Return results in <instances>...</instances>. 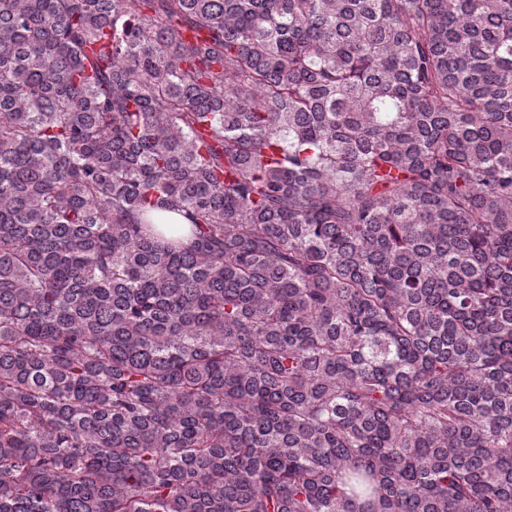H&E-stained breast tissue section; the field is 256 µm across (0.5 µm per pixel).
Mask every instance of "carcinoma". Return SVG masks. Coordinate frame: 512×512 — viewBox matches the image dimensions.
<instances>
[{
	"instance_id": "1",
	"label": "carcinoma",
	"mask_w": 512,
	"mask_h": 512,
	"mask_svg": "<svg viewBox=\"0 0 512 512\" xmlns=\"http://www.w3.org/2000/svg\"><path fill=\"white\" fill-rule=\"evenodd\" d=\"M0 512H512V0H0Z\"/></svg>"
}]
</instances>
